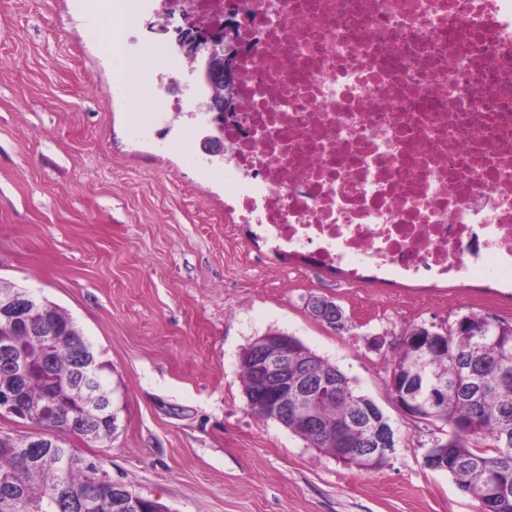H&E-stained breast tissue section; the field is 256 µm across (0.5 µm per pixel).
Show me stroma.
Here are the masks:
<instances>
[{
  "mask_svg": "<svg viewBox=\"0 0 512 512\" xmlns=\"http://www.w3.org/2000/svg\"><path fill=\"white\" fill-rule=\"evenodd\" d=\"M155 0H137L129 54L151 82L133 100L105 39L108 0H0V284L72 317L109 367L118 428L75 440L113 482L170 512H480L424 463L440 424L405 415L388 379L401 336L475 313L512 323V288L480 280L353 284L224 221V166L204 115L171 121L195 80ZM321 297L343 328L315 319ZM294 336L372 399L399 435L365 472L251 413L240 356Z\"/></svg>",
  "mask_w": 512,
  "mask_h": 512,
  "instance_id": "1",
  "label": "stroma"
}]
</instances>
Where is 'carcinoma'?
Returning <instances> with one entry per match:
<instances>
[{
	"mask_svg": "<svg viewBox=\"0 0 512 512\" xmlns=\"http://www.w3.org/2000/svg\"><path fill=\"white\" fill-rule=\"evenodd\" d=\"M411 337L410 332L401 339L394 364L411 362ZM440 337L445 346L433 349L426 366L412 373L407 384L425 405L433 395L440 396L423 420L448 427L441 446L426 449L424 463L448 472L460 490L466 484L483 489L482 512H512V330L479 339L458 336L451 325ZM13 341L15 357L0 355V390L15 382L18 360L30 361L24 380L27 412L37 411L50 391L57 397L58 411L27 422L56 439L34 453L0 446V512H121L113 488L89 493L88 473L77 463L80 455L70 443L72 435L85 438L92 423L94 438L112 435L107 365H101L94 384L84 383L74 342L89 343L62 309L53 318L32 316L31 323L16 329ZM312 361L322 371L336 373V388L321 406L319 423L302 435L330 454H361L363 444H350L344 434L331 435L328 426L344 421L357 427L365 396L322 358L314 354Z\"/></svg>",
	"mask_w": 512,
	"mask_h": 512,
	"instance_id": "carcinoma-1",
	"label": "carcinoma"
}]
</instances>
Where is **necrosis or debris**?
<instances>
[{
	"label": "necrosis or debris",
	"instance_id": "1",
	"mask_svg": "<svg viewBox=\"0 0 512 512\" xmlns=\"http://www.w3.org/2000/svg\"><path fill=\"white\" fill-rule=\"evenodd\" d=\"M238 9L224 211L354 282L512 288V0H170Z\"/></svg>",
	"mask_w": 512,
	"mask_h": 512
}]
</instances>
